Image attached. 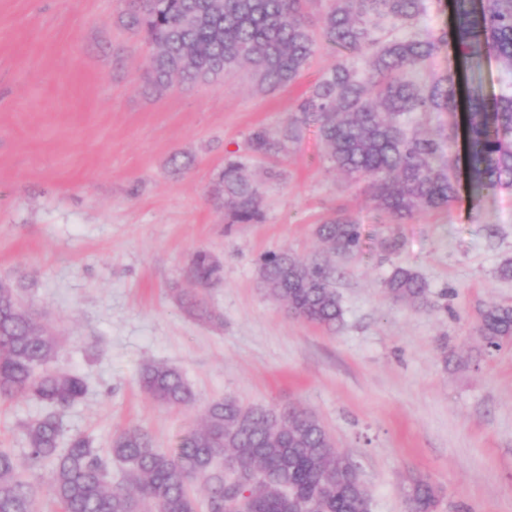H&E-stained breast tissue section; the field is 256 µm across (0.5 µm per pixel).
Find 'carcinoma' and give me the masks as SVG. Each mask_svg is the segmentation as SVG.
Wrapping results in <instances>:
<instances>
[{
	"label": "carcinoma",
	"instance_id": "cac0c4a2",
	"mask_svg": "<svg viewBox=\"0 0 512 512\" xmlns=\"http://www.w3.org/2000/svg\"><path fill=\"white\" fill-rule=\"evenodd\" d=\"M315 0H127L126 24L144 33L152 50L148 83L167 88L173 79L211 84L247 66L264 91L294 82L316 51L308 21ZM319 30L340 58L300 98L288 124L254 129L246 152L225 158L213 195L231 224L259 223L263 197L248 175L253 158L280 157L313 131L332 168L370 182L375 209L392 224L425 211H440L458 199L441 141L424 126L432 115L456 107L459 78L450 69L429 81L417 77L447 41L463 59L492 52L512 73V0H455L451 34L421 25L428 0H323ZM466 169L476 191L493 195L512 187V82L487 98L469 96ZM332 253L363 251L360 225L337 214L316 225ZM219 261L193 254L189 273L203 288L221 280ZM258 278L288 312L330 331L342 319L326 260L269 252ZM394 300L420 309L429 304L426 283L413 270L395 268L384 281ZM181 304L200 319L216 315L199 292L181 294ZM488 354L512 342V306L488 304L477 327ZM57 343L24 306L18 291L0 282V400L31 398L46 406L24 423L26 460L48 468L61 512H197L194 483L204 479L206 512H367L371 494L358 466L335 449L319 420L297 408L243 406L213 400L201 424L177 447L163 450L137 427L113 434L102 455L90 438L60 447L64 413L80 401L86 383L48 364ZM139 384L170 408H192L196 397L182 372L150 364ZM127 469L128 484L109 481L112 460ZM435 488L413 481L408 512H433ZM0 512H38L36 491L20 472L13 452L0 448Z\"/></svg>",
	"mask_w": 512,
	"mask_h": 512
}]
</instances>
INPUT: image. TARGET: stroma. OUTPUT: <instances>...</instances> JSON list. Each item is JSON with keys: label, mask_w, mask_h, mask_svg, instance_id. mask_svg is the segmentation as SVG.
Here are the masks:
<instances>
[{"label": "stroma", "mask_w": 512, "mask_h": 512, "mask_svg": "<svg viewBox=\"0 0 512 512\" xmlns=\"http://www.w3.org/2000/svg\"><path fill=\"white\" fill-rule=\"evenodd\" d=\"M125 12L124 0H0V280L57 337L54 367L87 382L64 438L89 436L105 453L115 431L136 426L170 450L211 400L293 404L358 465L371 512H407L416 478L439 489L435 512H512V344L488 355L477 333L485 305L512 304V279L498 274L512 260V187L478 200L461 186L448 209L395 228L378 220L367 180L330 170L309 134L288 155L251 162L263 221L227 223L210 196L227 152L254 128L283 127L338 56L321 49L274 91L241 69L158 93ZM272 168L280 180H267ZM335 212L361 224L362 253L327 254L315 226ZM394 228L401 247L387 256L378 243ZM200 249L223 265L203 291L217 322L178 302ZM282 250L334 267L336 331L260 287L259 259ZM396 266L424 279L430 307L386 294ZM151 363L178 367L196 407L148 398L138 375ZM44 410L0 401V448L23 458L21 424Z\"/></svg>", "instance_id": "stroma-1"}]
</instances>
